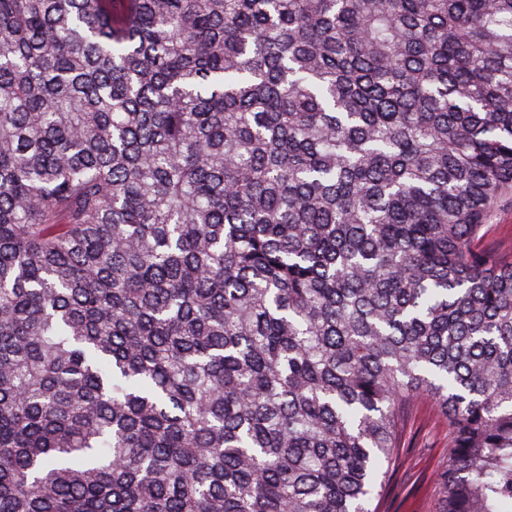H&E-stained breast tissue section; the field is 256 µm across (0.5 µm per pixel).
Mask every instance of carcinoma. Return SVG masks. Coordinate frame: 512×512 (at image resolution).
I'll return each instance as SVG.
<instances>
[{"instance_id": "cac0c4a2", "label": "carcinoma", "mask_w": 512, "mask_h": 512, "mask_svg": "<svg viewBox=\"0 0 512 512\" xmlns=\"http://www.w3.org/2000/svg\"><path fill=\"white\" fill-rule=\"evenodd\" d=\"M512 0H0V512H512ZM483 244L497 254L509 257L512 252V212L503 214L498 224H492L487 231ZM405 448H399L378 512H436L437 473L448 453V424L428 400L420 399L404 425ZM408 447V448H407Z\"/></svg>"}]
</instances>
